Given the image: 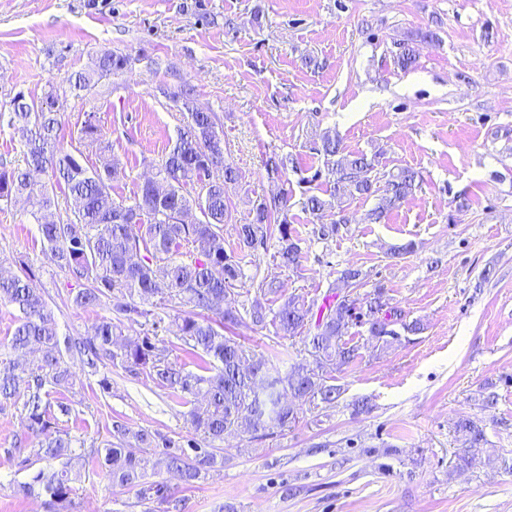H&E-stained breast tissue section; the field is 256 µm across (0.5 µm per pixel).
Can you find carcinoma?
Masks as SVG:
<instances>
[{
  "mask_svg": "<svg viewBox=\"0 0 512 512\" xmlns=\"http://www.w3.org/2000/svg\"><path fill=\"white\" fill-rule=\"evenodd\" d=\"M129 63L126 55L99 52L87 68L69 79L70 90L87 94L105 78L124 72ZM162 94L182 104L187 112L186 131L158 168L165 193H158L155 183L146 181L128 205L112 199V182L121 169L109 155L94 114H88L80 128V139L98 150V165L87 168L59 147L60 122L53 110L56 93L50 91L37 102L20 92L10 101L12 123L25 143V168L0 171V202H22L30 207V214L41 226L42 242L57 257L59 266L72 279L89 282L74 296L76 306L96 309L108 304L112 310V316L91 324L86 337L63 344L53 311L27 278H0V303L17 312L8 352L0 356V400H23L27 429L38 439L34 454L42 460L60 461L59 468L40 470L22 486L27 496L45 497L48 512L71 505L73 492L69 466L75 449L67 434L53 429L49 402L50 393L67 388L71 379L65 351L86 357L92 369L107 361L114 367L146 373L170 390L177 403L190 407L188 416L195 433L213 444L232 431L256 433L289 426L296 420V401L335 402L341 391L329 383L328 369L357 358L356 348L341 342L349 327H367L369 336L385 346L399 337L392 328L398 322V312L388 306L379 289L354 300L336 294L325 307L292 296L275 313L257 301L246 311L250 321L269 323L285 337H302L312 365L286 373L261 361L249 370L242 367L246 350L224 335L225 325L242 322L237 309L224 306L244 277L240 259L224 250V225L231 219L224 188L237 182L240 175L224 159L219 117L191 107L192 92L185 87L165 88ZM318 152L334 177L337 196L375 198L369 217L376 223L419 186V176L411 169L388 176L383 186H378L375 158L345 150L329 132ZM48 169L54 177L52 185L31 178V174ZM194 185L200 191L192 198L187 187ZM57 188L79 201V208L62 222L53 220ZM327 205L317 194L303 202V210L316 224L314 233L325 241L334 238L345 223L342 217L323 222ZM274 233L279 241L274 259L282 267H298L302 251L289 224L288 192L284 190L253 205L251 220L238 227L240 252L256 257ZM155 297L158 301L150 302ZM173 300L191 307L174 322L177 348L194 360V371L168 361L165 351L151 339L163 322L155 307ZM147 304L151 308H145ZM210 311L218 319L207 316ZM313 316L316 332L306 335L305 327ZM138 319L151 331L137 341L124 337V323ZM35 345L42 348V356L33 361L29 354ZM19 368L26 377L15 374ZM112 430L113 441L104 448L90 449L88 457L97 460L112 485L136 491L139 503L158 502L181 512V500L170 488L149 480L148 459L143 453L126 447L127 439L132 438L138 447L151 448L155 438L123 424L113 425ZM457 431L468 448L487 443L484 427L472 419L459 421ZM164 445L167 468L177 472L186 485L223 462L219 448H196L191 457L179 444L166 441Z\"/></svg>",
  "mask_w": 512,
  "mask_h": 512,
  "instance_id": "carcinoma-1",
  "label": "carcinoma"
}]
</instances>
